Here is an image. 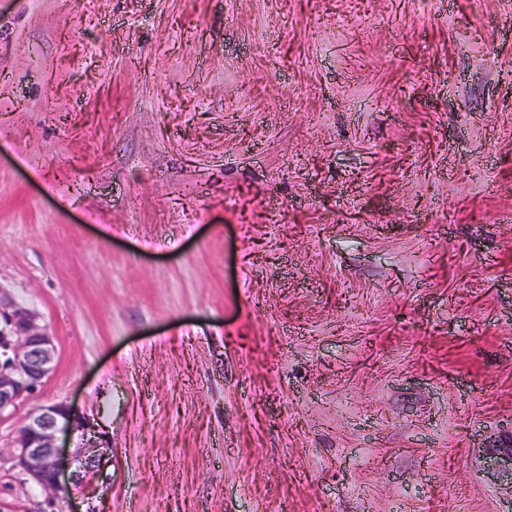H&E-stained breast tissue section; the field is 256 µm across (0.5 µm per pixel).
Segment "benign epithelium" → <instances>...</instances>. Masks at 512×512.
<instances>
[{
	"mask_svg": "<svg viewBox=\"0 0 512 512\" xmlns=\"http://www.w3.org/2000/svg\"><path fill=\"white\" fill-rule=\"evenodd\" d=\"M55 355L54 336L38 323L36 313L0 287V421L43 386L55 370ZM87 426L88 420L71 405L54 403L41 407L19 429L9 448L14 467L47 502L54 501L68 472L65 441L75 430L87 431ZM100 473L101 454L93 451L79 462L71 479L86 490Z\"/></svg>",
	"mask_w": 512,
	"mask_h": 512,
	"instance_id": "benign-epithelium-1",
	"label": "benign epithelium"
}]
</instances>
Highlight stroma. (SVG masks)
<instances>
[{
  "label": "stroma",
  "mask_w": 512,
  "mask_h": 512,
  "mask_svg": "<svg viewBox=\"0 0 512 512\" xmlns=\"http://www.w3.org/2000/svg\"><path fill=\"white\" fill-rule=\"evenodd\" d=\"M0 287L10 512H512V0H0ZM54 336L29 307L0 287V421L43 386L55 370ZM88 426V428H85ZM92 431L88 420L67 403L42 406L19 429L9 448L14 467L25 483L38 487L50 504L63 488L70 465L64 455L65 441L75 430ZM96 452L97 450L88 452L89 454L79 462V470L71 477H67V480L72 479L81 489H90L101 473V454Z\"/></svg>",
  "instance_id": "35a3bbf8"
}]
</instances>
